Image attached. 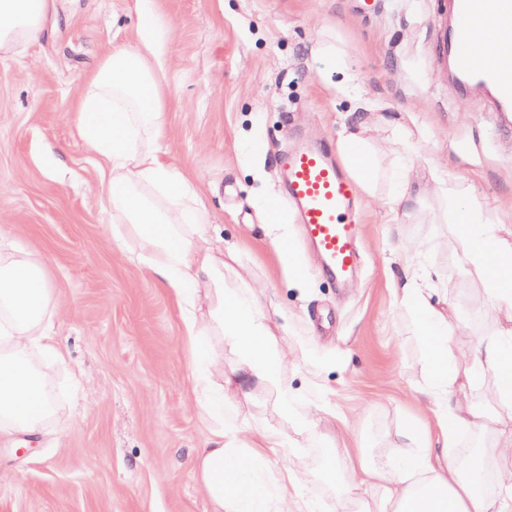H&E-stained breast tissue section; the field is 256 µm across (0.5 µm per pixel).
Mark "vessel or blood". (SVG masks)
<instances>
[{"mask_svg":"<svg viewBox=\"0 0 512 512\" xmlns=\"http://www.w3.org/2000/svg\"><path fill=\"white\" fill-rule=\"evenodd\" d=\"M451 24L445 44L451 87L476 86L512 129V0H448ZM492 43L494 54L481 53ZM284 204L295 214L323 275L343 285L356 274L360 256L357 186L322 140L304 141L278 158Z\"/></svg>","mask_w":512,"mask_h":512,"instance_id":"vessel-or-blood-1","label":"vessel or blood"}]
</instances>
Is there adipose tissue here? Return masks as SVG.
<instances>
[{
	"instance_id": "1",
	"label": "adipose tissue",
	"mask_w": 512,
	"mask_h": 512,
	"mask_svg": "<svg viewBox=\"0 0 512 512\" xmlns=\"http://www.w3.org/2000/svg\"><path fill=\"white\" fill-rule=\"evenodd\" d=\"M49 7V0H0V56L18 54L36 39ZM159 40L156 19L143 13L137 46L104 57L76 104L79 136L108 172L113 241L170 288L180 307L193 401L208 429L193 468L211 512H318L301 481L284 483L260 462V449L287 447L290 435L275 428L248 435L224 415L227 392L247 397L262 386L275 393L293 433L310 435L315 422L280 377L287 343L265 314L260 288L212 248L208 209L158 147L165 127L156 93ZM337 147L362 192L374 196L370 142L353 128ZM438 184L451 211L458 262L467 278L484 286L499 324L479 345L458 348L453 335L462 320L434 303L437 290L419 255L410 257L397 301L425 346L418 393L439 425V445L423 443L419 431L407 427L394 454L361 451L349 467L341 512H358L367 495L378 497L382 512H512V229L495 212L473 206L451 173L442 172ZM56 314L42 265L13 244L0 245V425L32 430L51 415V396L29 355L61 358L51 334ZM223 345L238 357L226 381L212 371L214 349ZM489 375L492 398L474 402L473 389ZM463 431L483 436L469 455L468 478L451 454ZM489 459L500 463L491 492L478 479Z\"/></svg>"
}]
</instances>
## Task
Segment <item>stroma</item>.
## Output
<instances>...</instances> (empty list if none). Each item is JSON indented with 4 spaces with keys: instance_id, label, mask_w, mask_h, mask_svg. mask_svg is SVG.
Wrapping results in <instances>:
<instances>
[{
    "instance_id": "35a3bbf8",
    "label": "stroma",
    "mask_w": 512,
    "mask_h": 512,
    "mask_svg": "<svg viewBox=\"0 0 512 512\" xmlns=\"http://www.w3.org/2000/svg\"><path fill=\"white\" fill-rule=\"evenodd\" d=\"M144 9L164 27V156L206 204L209 241L237 255L285 339L309 352L285 359L281 375L317 409L315 434L268 460L294 467L323 512H337L336 466L360 443L389 454L404 426L439 435L417 392L424 348L394 295L405 250L420 251L439 301L465 321L457 346L478 345L497 320L459 266L434 173L447 166L475 207L512 226V135L480 92L450 90L444 0H375L367 11L357 0H54L39 39L0 57V235L42 264L64 354L37 361L55 415L35 431L0 430V512H210L192 465L205 425L180 310L115 246L107 177L74 111L100 60L138 44ZM325 41L344 49L360 97L337 92L340 73L319 72ZM359 114L383 176L376 198L358 197L361 269L340 292L292 221L303 267L289 270L257 202L281 199L276 162L294 130L333 145ZM398 124L410 142L394 137ZM401 173L409 195L389 201ZM226 408L250 432L287 426L263 388Z\"/></svg>"
}]
</instances>
